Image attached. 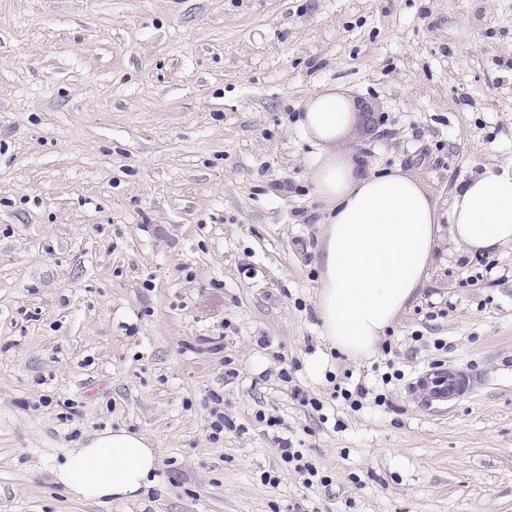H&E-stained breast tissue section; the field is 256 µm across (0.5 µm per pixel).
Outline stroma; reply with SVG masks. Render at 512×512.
I'll return each instance as SVG.
<instances>
[{"instance_id": "35a3bbf8", "label": "stroma", "mask_w": 512, "mask_h": 512, "mask_svg": "<svg viewBox=\"0 0 512 512\" xmlns=\"http://www.w3.org/2000/svg\"><path fill=\"white\" fill-rule=\"evenodd\" d=\"M328 88L355 108L337 151L448 216L512 162V0H0V512H512V246L488 272L444 240L386 333L387 405L332 397L374 389L382 351L306 369L321 212L298 119ZM438 361L473 381L434 409L414 382ZM119 429L161 459L138 499L54 483ZM281 458L285 463L294 464V468L297 472L303 474L305 477L304 483L306 485H313L314 481H319L321 485L328 486L330 484L329 479L326 476H318V470L311 463L305 462L303 453L299 448H291V442H282ZM318 477V478H317Z\"/></svg>"}]
</instances>
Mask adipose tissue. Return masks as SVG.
I'll return each instance as SVG.
<instances>
[{"mask_svg":"<svg viewBox=\"0 0 512 512\" xmlns=\"http://www.w3.org/2000/svg\"><path fill=\"white\" fill-rule=\"evenodd\" d=\"M351 119L346 99L328 89L305 102L299 120L317 148L309 179L323 213L316 307L328 350L308 360L317 378L330 351L351 359L372 353L424 286L443 242L437 206L419 182L399 170L360 173L337 152ZM450 234L472 255L512 245V163L455 188ZM158 468L148 438L121 429L69 450L52 476L75 498L109 504L137 499Z\"/></svg>","mask_w":512,"mask_h":512,"instance_id":"ef3b65f1","label":"adipose tissue"}]
</instances>
